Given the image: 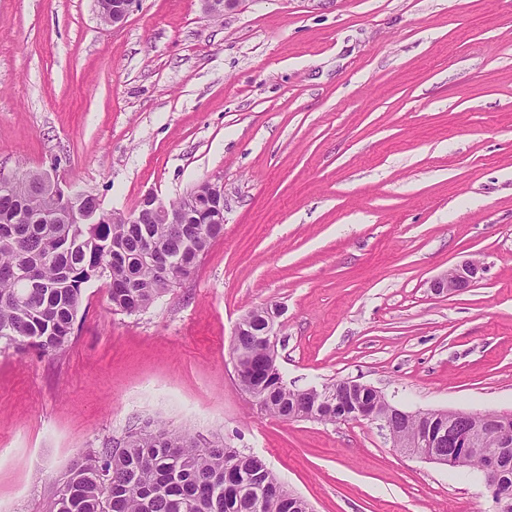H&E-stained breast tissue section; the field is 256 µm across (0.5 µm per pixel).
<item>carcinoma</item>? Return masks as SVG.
<instances>
[{
  "mask_svg": "<svg viewBox=\"0 0 512 512\" xmlns=\"http://www.w3.org/2000/svg\"><path fill=\"white\" fill-rule=\"evenodd\" d=\"M98 199L72 200L48 189L29 172L0 183V341L34 347L42 353L64 349L71 340L90 282L107 279L115 312L150 307L178 279L197 267L212 242L224 236L222 224H80L76 214ZM156 252L174 261L168 267L145 259ZM35 270L41 286L19 277ZM241 353L239 385L247 401L257 400L266 414L292 412L336 398L340 383L317 388L288 387L268 375L270 354L262 336L248 329L234 337ZM477 413L466 427L496 447L500 431ZM396 440L414 441L423 421L394 422ZM500 483L512 491V447L500 449ZM48 512H307L289 498L278 478L256 455H241L222 445L202 448L197 440L163 425L146 424L117 440L77 455L58 481Z\"/></svg>",
  "mask_w": 512,
  "mask_h": 512,
  "instance_id": "cac0c4a2",
  "label": "carcinoma"
}]
</instances>
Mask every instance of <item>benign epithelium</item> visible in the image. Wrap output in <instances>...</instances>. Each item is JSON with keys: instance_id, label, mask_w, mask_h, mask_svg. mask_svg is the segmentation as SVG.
Here are the masks:
<instances>
[{"instance_id": "7a95c632", "label": "benign epithelium", "mask_w": 512, "mask_h": 512, "mask_svg": "<svg viewBox=\"0 0 512 512\" xmlns=\"http://www.w3.org/2000/svg\"><path fill=\"white\" fill-rule=\"evenodd\" d=\"M240 0H202L203 13L208 19L222 17L233 11L239 5ZM134 0H120L111 3L109 0H97L98 13L112 12V23L118 24L124 21L128 15ZM199 210L205 214L206 223H224V191L222 187L210 183L204 193L190 190L180 198V206L172 207L158 195L149 192L145 194L137 209L136 216H145L158 224H182L186 216ZM482 266L474 261H465L460 265L448 270L444 275L434 279L430 283L431 290L436 294H454L464 292L471 288L480 278ZM281 310L274 305L269 308L264 320L260 324L258 335L269 341L270 349H275V340L278 335L277 319ZM377 398L374 406L356 407L344 411L343 418L356 421H367L377 425L387 433H392L391 418L394 416L413 418L415 416H438L448 421V429L437 434V439L442 443H448L450 450L448 454H441L430 451L415 453V456L431 463L443 466L461 465L471 455H477L482 460V474L485 484L492 492L496 491L499 475V460L497 451L494 448H482L472 433L461 432V420L468 417L463 412L447 410H430L428 413L407 412L391 404L378 390H373Z\"/></svg>"}]
</instances>
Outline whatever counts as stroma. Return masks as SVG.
<instances>
[{
	"instance_id": "obj_1",
	"label": "stroma",
	"mask_w": 512,
	"mask_h": 512,
	"mask_svg": "<svg viewBox=\"0 0 512 512\" xmlns=\"http://www.w3.org/2000/svg\"><path fill=\"white\" fill-rule=\"evenodd\" d=\"M133 212L202 181L224 236L148 309L84 291L63 350L0 342V512L148 421L261 457L314 512H493L480 473L356 421L251 408L236 325L282 310L286 384L406 411L512 412V0H0V173ZM467 260L459 294L430 282ZM109 1L110 0H97L99 15L112 10L111 14L101 16V19L106 23H112V25L123 22L128 15L134 0H114L120 1V3L112 2V4Z\"/></svg>"
}]
</instances>
